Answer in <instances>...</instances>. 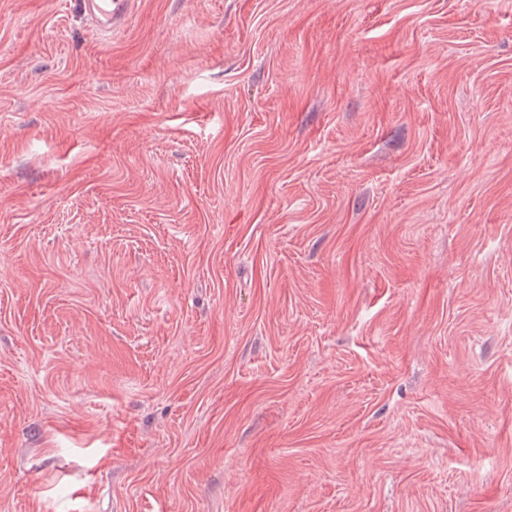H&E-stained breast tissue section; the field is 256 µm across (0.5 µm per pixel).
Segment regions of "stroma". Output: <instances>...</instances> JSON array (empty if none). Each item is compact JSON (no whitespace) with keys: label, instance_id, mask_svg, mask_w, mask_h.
Listing matches in <instances>:
<instances>
[{"label":"stroma","instance_id":"obj_1","mask_svg":"<svg viewBox=\"0 0 512 512\" xmlns=\"http://www.w3.org/2000/svg\"><path fill=\"white\" fill-rule=\"evenodd\" d=\"M0 512H512V0H0ZM77 11L102 33H111L128 19L132 0H76Z\"/></svg>","mask_w":512,"mask_h":512}]
</instances>
